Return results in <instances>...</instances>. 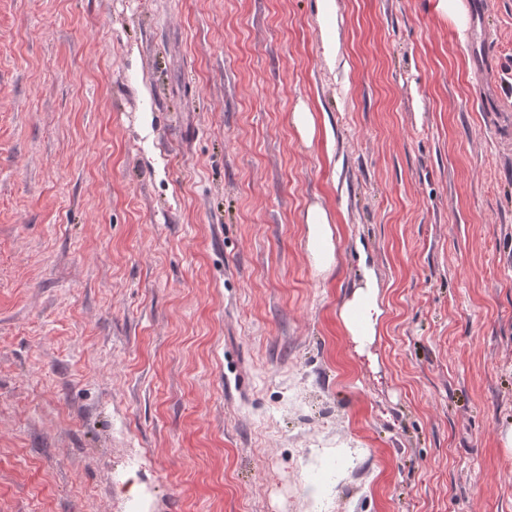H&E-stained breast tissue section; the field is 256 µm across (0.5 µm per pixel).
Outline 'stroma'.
<instances>
[{
    "mask_svg": "<svg viewBox=\"0 0 512 512\" xmlns=\"http://www.w3.org/2000/svg\"><path fill=\"white\" fill-rule=\"evenodd\" d=\"M436 4L0 0V512H512V0ZM305 224L310 260L316 270L324 271L334 262L333 223L326 210L314 206L306 210ZM339 315L355 341L363 342L368 336H375L383 309L378 303V289L369 272L364 273L361 284L345 301Z\"/></svg>",
    "mask_w": 512,
    "mask_h": 512,
    "instance_id": "35a3bbf8",
    "label": "stroma"
}]
</instances>
